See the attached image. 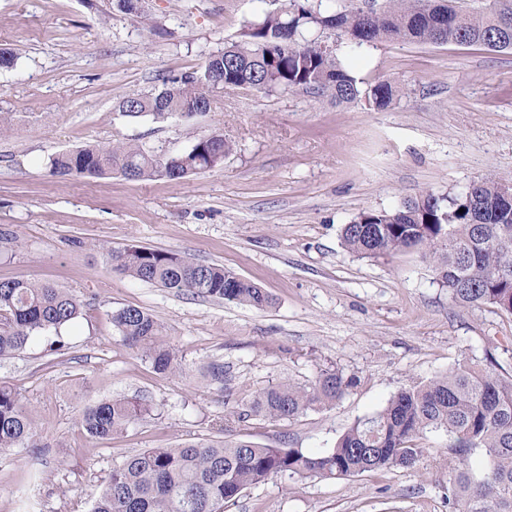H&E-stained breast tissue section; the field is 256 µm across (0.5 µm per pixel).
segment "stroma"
<instances>
[{"instance_id":"35a3bbf8","label":"stroma","mask_w":512,"mask_h":512,"mask_svg":"<svg viewBox=\"0 0 512 512\" xmlns=\"http://www.w3.org/2000/svg\"><path fill=\"white\" fill-rule=\"evenodd\" d=\"M272 0H0V280H48L85 302L63 331L0 359L43 441L0 449V512H88L114 464L225 430L315 451L401 389L468 360L512 366V317L457 305L421 253L349 250L359 212L391 210L421 191L453 196L485 176L512 184V50L386 41L355 54L362 88L404 93L385 109L302 91L213 89L211 112L130 121L117 99L197 71L273 9ZM223 134L222 164L183 179L51 175L58 152L115 140L171 153L195 133ZM180 252L249 279L274 299L258 309L175 294L113 270L105 247ZM147 310L179 361L159 374L122 341L110 314ZM219 364L223 381L199 367ZM336 367L360 382L329 407L288 421L255 415L260 390ZM145 399L157 415L112 439L87 438L82 412L102 399ZM446 441L430 437L414 467L345 479L280 478L245 490L225 512H450Z\"/></svg>"}]
</instances>
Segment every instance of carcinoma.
Masks as SVG:
<instances>
[{
    "mask_svg": "<svg viewBox=\"0 0 512 512\" xmlns=\"http://www.w3.org/2000/svg\"><path fill=\"white\" fill-rule=\"evenodd\" d=\"M482 45L503 51L512 46V4L492 0L483 10H463L456 0H387L375 11L356 0L310 7L284 0L248 23L240 37L211 53L201 70L165 80L147 95L126 96L116 110L138 120L164 122L190 115L211 100L218 75L223 87L248 92L327 93L337 102L365 96L379 109L402 90L381 81L361 90L343 56L379 42ZM231 144L224 135L196 134L191 147L168 154L136 142L86 144L54 155L56 176L119 175L128 180H177L224 161ZM346 246L369 257L404 250L422 251L436 280L460 306L489 304L512 316V200L491 177L461 193L424 192L393 210L359 213L342 231ZM112 268L176 294L224 300L255 308L272 305L256 284L219 265L146 247L106 249ZM84 302L49 282L0 280V358L23 349L35 336L61 330L82 314ZM112 326L131 347L142 349L160 374L177 370L175 353L158 342L160 325L135 306L115 310ZM359 383L325 368L307 384L281 382L264 388L251 409L272 420H293L329 406ZM137 399L112 398L86 408L80 425L92 440H105L151 414ZM431 434L447 438L448 505L452 512H512V374L494 357L489 363L460 364L426 383L396 393L380 411L354 421L331 448L261 446L242 435L201 438L174 448H148L112 468L93 497L90 512H224L241 493L273 476L346 478L416 464ZM38 447L36 431L18 392L0 384V449ZM485 460L478 473L474 456Z\"/></svg>",
    "mask_w": 512,
    "mask_h": 512,
    "instance_id": "cac0c4a2",
    "label": "carcinoma"
}]
</instances>
